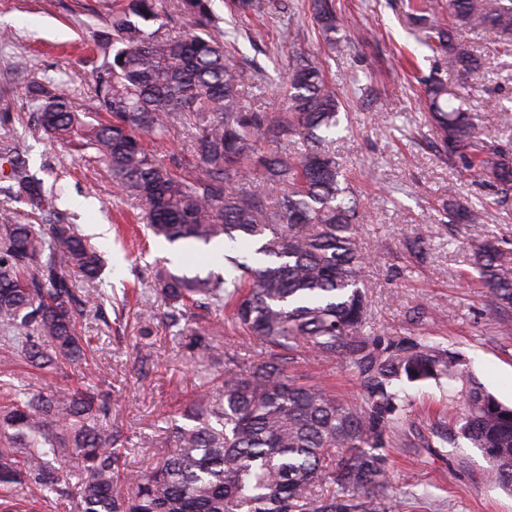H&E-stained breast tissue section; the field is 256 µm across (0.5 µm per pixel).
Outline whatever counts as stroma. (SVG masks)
<instances>
[{
  "label": "stroma",
  "instance_id": "35a3bbf8",
  "mask_svg": "<svg viewBox=\"0 0 512 512\" xmlns=\"http://www.w3.org/2000/svg\"><path fill=\"white\" fill-rule=\"evenodd\" d=\"M403 2L335 0L343 42L333 53L313 23L308 0H288L287 19L279 13L240 18L224 0H214V9L228 39L263 71V91L251 99L252 108L278 107L277 86L294 47L315 54L336 84V159L370 215L359 233L370 257L366 280L375 327L398 336L425 335L462 351L485 387L508 404L512 322L503 323L488 308L465 245L470 226L447 227L438 204L452 186L470 200H489L479 232L512 242V192L500 193L437 153L417 79L432 75L462 92L476 123L495 130L512 149V55H499L490 37L472 35L491 69L463 84L447 56L421 44ZM111 10L112 0H0V31L8 34L0 42V117L9 118L0 135L25 151L29 173L56 193L65 223L89 235L104 259V297L78 321L85 361L45 372L14 358L0 364V395L78 383L102 390L109 408L105 424L122 433L118 482L127 490L164 460L172 445L170 419L201 386L186 337L166 319L147 329L138 320L142 305L159 301L149 277L165 266L180 275L206 274L212 253L197 247L190 263H168L173 246L144 235L130 199L118 193L105 167L50 142L31 121L36 107L28 89L34 84L96 111L91 71L81 60L98 57L97 39ZM418 226L426 231L420 260L406 248ZM196 315L198 329L216 335L221 347L251 353L253 339L227 314L200 309ZM290 372L302 383L334 384L343 398L358 396L352 373L339 360L300 357ZM407 394L409 406L389 450L394 491L405 512H512V496L484 481L487 463L478 449L433 447V424L452 411L447 385L411 386Z\"/></svg>",
  "mask_w": 512,
  "mask_h": 512
}]
</instances>
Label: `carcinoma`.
I'll use <instances>...</instances> for the list:
<instances>
[{
    "mask_svg": "<svg viewBox=\"0 0 512 512\" xmlns=\"http://www.w3.org/2000/svg\"><path fill=\"white\" fill-rule=\"evenodd\" d=\"M214 0H120L100 48L112 59L93 65L105 116L93 124L64 94L34 85L43 98L34 115L50 139L90 149L130 197L149 230L170 244L208 246L227 239L247 246L242 259L223 256L224 272L189 277L159 271L168 325L183 334L191 310L227 311L259 341L243 359L199 333L195 370L203 390L172 426L161 466L128 492L115 474L117 428L101 425L108 405L92 386L46 387L0 403V490L28 483L34 496L66 498L73 512H398L387 448L404 411L397 386L444 381L461 413L440 420L439 447L468 441L487 461L486 480L512 493V405L500 402L469 371L460 351L427 336L401 338L372 326L364 279L367 258L358 226L367 212L330 152L339 98L325 70L305 50L288 53L280 106L246 104L260 72L239 59L220 30ZM228 7L261 17L288 10L286 0H230ZM407 17L424 29L421 43L446 54L475 77L485 61L458 35H489L512 55V0H407ZM188 17L193 31L171 36L161 16ZM324 39L336 46L333 0H312ZM421 103L450 163L512 190V150L448 98V86L427 78ZM189 134L194 169L160 162L144 138L163 141L172 127ZM9 199L27 207L0 210V345L3 360L22 355L39 370H58L85 357L76 318L100 291L79 294L71 278H99L104 260L71 224H34L51 212L54 195L33 179L24 152L4 158ZM263 183L266 193L251 189ZM448 189L450 224H479L483 210ZM473 264L488 305L512 310V249L477 235ZM302 351L339 359L356 375L359 396L340 399L325 384L288 375ZM224 358L219 384L206 363ZM76 464L72 483L59 476Z\"/></svg>",
    "mask_w": 512,
    "mask_h": 512,
    "instance_id": "carcinoma-1",
    "label": "carcinoma"
}]
</instances>
